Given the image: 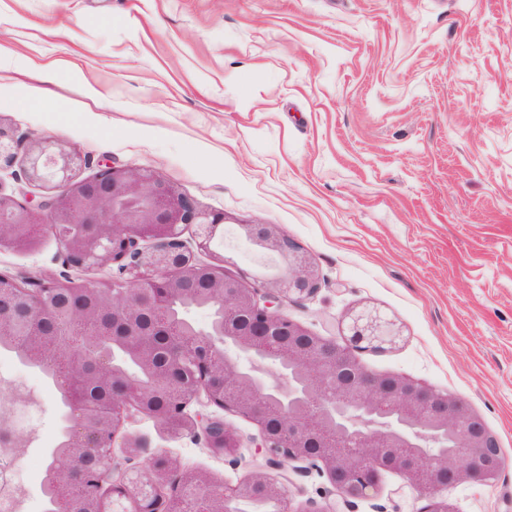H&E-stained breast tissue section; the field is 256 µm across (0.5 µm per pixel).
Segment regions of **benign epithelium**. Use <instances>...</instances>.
I'll use <instances>...</instances> for the list:
<instances>
[{
	"label": "benign epithelium",
	"instance_id": "benign-epithelium-1",
	"mask_svg": "<svg viewBox=\"0 0 512 512\" xmlns=\"http://www.w3.org/2000/svg\"><path fill=\"white\" fill-rule=\"evenodd\" d=\"M21 148L0 127V171L14 166ZM26 160V181L50 183L51 192L22 200L0 192V247L22 250L51 237L67 267L112 264L118 272L93 290L0 273L1 345L14 346L20 314L55 321L50 350L27 344L18 352L49 377L64 408V438L48 471L57 497L78 480L93 491L89 512H172L174 502L188 512H227L228 504L247 499L265 501L270 512H343L377 495L385 473L394 472L426 501L423 512H458L449 488L461 480L490 485L512 462L464 397L360 364L358 350L401 336L379 311L348 313L342 343L282 312L314 294L320 274L276 225L241 224L249 240L280 260L275 276L244 278L216 255L198 261L182 239L194 225L197 249L207 250L233 218L201 209L154 170L106 162L77 178L80 155L47 138L27 149ZM178 303L211 309L209 326L199 329L176 314ZM143 314L167 336L170 365L162 376L138 327ZM101 378L112 381L111 411L106 423L93 426L88 392ZM159 385L164 405L151 415L177 435L203 440L215 455L242 462L241 436L217 411L258 426L245 476L218 483L183 470L175 481L172 458L156 451L135 477L116 478L122 464L115 443L133 413L145 411L144 394ZM194 403L207 412L190 414ZM76 456L91 464L75 474L69 461ZM315 467L329 482L325 501L303 505L298 478Z\"/></svg>",
	"mask_w": 512,
	"mask_h": 512
}]
</instances>
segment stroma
Here are the masks:
<instances>
[{
	"label": "stroma",
	"mask_w": 512,
	"mask_h": 512,
	"mask_svg": "<svg viewBox=\"0 0 512 512\" xmlns=\"http://www.w3.org/2000/svg\"><path fill=\"white\" fill-rule=\"evenodd\" d=\"M5 3L1 129L65 141L87 158L78 177L146 166L235 216L211 250L231 270L273 275L239 223L278 225L321 277L288 317L339 337L350 309H380L403 336L360 363L464 396L512 458V0ZM53 59L67 65L44 80ZM21 271L112 278L63 265L50 238L0 248V272ZM126 432L180 468L246 473L148 416ZM449 495L459 512H512V466ZM424 505L389 473L350 512Z\"/></svg>",
	"instance_id": "35a3bbf8"
}]
</instances>
